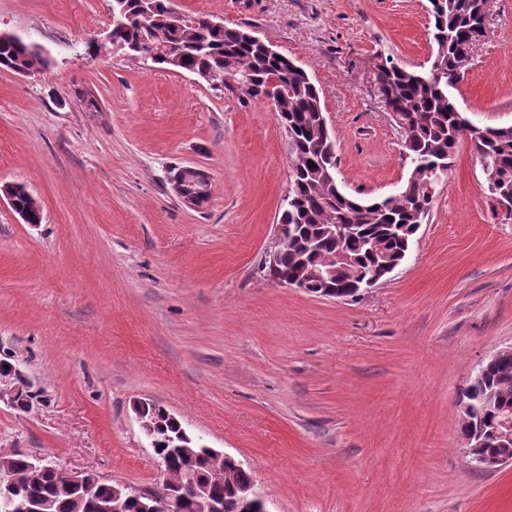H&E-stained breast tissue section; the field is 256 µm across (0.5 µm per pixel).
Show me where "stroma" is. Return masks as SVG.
I'll return each instance as SVG.
<instances>
[{
  "label": "stroma",
  "instance_id": "1",
  "mask_svg": "<svg viewBox=\"0 0 512 512\" xmlns=\"http://www.w3.org/2000/svg\"><path fill=\"white\" fill-rule=\"evenodd\" d=\"M245 26L320 91L350 195L409 174L373 66L427 64L428 0H175ZM112 0H0V31L49 60L0 69V358L37 390L0 404V451L135 488L160 477L133 406L151 400L249 469L269 512H512V464L471 467L456 398L512 345V220L493 214L461 144L400 266L353 298L269 272L293 156L270 103L160 71L106 38ZM452 95L484 127L512 125V0ZM191 165L209 202L167 177ZM168 180L173 192L190 208L198 207L202 196L210 190L206 174L195 166L177 168L170 173ZM5 189L11 194L0 192V201L5 199L12 209L28 214L32 221L40 220L39 204L37 199L30 194L24 186L16 184L15 188L5 185ZM13 197V199L11 198ZM14 201V204H13Z\"/></svg>",
  "mask_w": 512,
  "mask_h": 512
}]
</instances>
